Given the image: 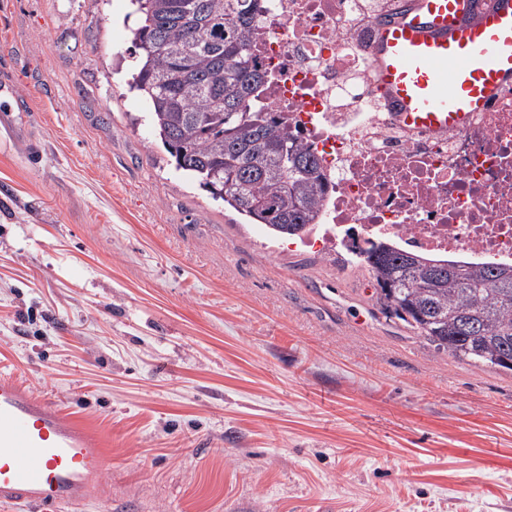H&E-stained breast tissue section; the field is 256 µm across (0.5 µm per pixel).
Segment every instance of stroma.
I'll use <instances>...</instances> for the list:
<instances>
[{
  "label": "stroma",
  "mask_w": 512,
  "mask_h": 512,
  "mask_svg": "<svg viewBox=\"0 0 512 512\" xmlns=\"http://www.w3.org/2000/svg\"><path fill=\"white\" fill-rule=\"evenodd\" d=\"M137 22L0 0V368L107 444L83 512H512V373L176 171Z\"/></svg>",
  "instance_id": "35a3bbf8"
}]
</instances>
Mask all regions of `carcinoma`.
Segmentation results:
<instances>
[{
    "label": "carcinoma",
    "mask_w": 512,
    "mask_h": 512,
    "mask_svg": "<svg viewBox=\"0 0 512 512\" xmlns=\"http://www.w3.org/2000/svg\"><path fill=\"white\" fill-rule=\"evenodd\" d=\"M129 90L175 169L276 236L318 226L329 182L310 146L257 105L260 0H130ZM349 248L382 310L456 359L512 372V264L434 259L383 237Z\"/></svg>",
    "instance_id": "1"
}]
</instances>
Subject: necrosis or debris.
Returning <instances> with one entry per match:
<instances>
[{
	"instance_id": "obj_1",
	"label": "necrosis or debris",
	"mask_w": 512,
	"mask_h": 512,
	"mask_svg": "<svg viewBox=\"0 0 512 512\" xmlns=\"http://www.w3.org/2000/svg\"><path fill=\"white\" fill-rule=\"evenodd\" d=\"M349 0H261L258 95L331 179L321 221L461 263L512 262V86L464 128L417 133L358 114L367 47L338 29Z\"/></svg>"
}]
</instances>
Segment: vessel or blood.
<instances>
[{"label":"vessel or blood","instance_id":"obj_1","mask_svg":"<svg viewBox=\"0 0 512 512\" xmlns=\"http://www.w3.org/2000/svg\"><path fill=\"white\" fill-rule=\"evenodd\" d=\"M371 88L401 126L462 128L512 83V0H398L378 24ZM107 449L50 398L0 374V504L75 512L97 495Z\"/></svg>","mask_w":512,"mask_h":512}]
</instances>
